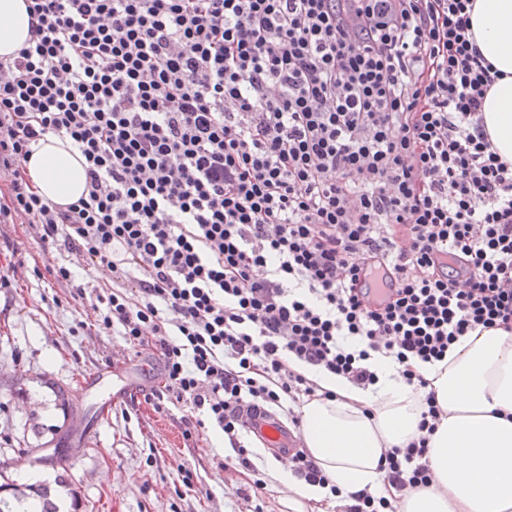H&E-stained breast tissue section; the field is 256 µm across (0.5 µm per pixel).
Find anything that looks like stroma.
Here are the masks:
<instances>
[{
	"label": "stroma",
	"mask_w": 512,
	"mask_h": 512,
	"mask_svg": "<svg viewBox=\"0 0 512 512\" xmlns=\"http://www.w3.org/2000/svg\"><path fill=\"white\" fill-rule=\"evenodd\" d=\"M0 233L18 251L0 249V484L37 485L67 473L78 512H289L287 486L267 478L270 450L251 441L255 471L222 469L236 454L220 429L185 437L184 404L165 399L117 404L102 416L104 391L83 378L125 354L154 363L152 351L130 348L118 333L81 326V308L58 266L76 281L106 289L112 279L84 257L43 250L26 224H4ZM56 449L39 464L35 451ZM193 474L181 481V467ZM115 481H108L106 473ZM261 487H254V479Z\"/></svg>",
	"instance_id": "stroma-1"
}]
</instances>
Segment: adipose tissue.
<instances>
[{
	"instance_id": "obj_1",
	"label": "adipose tissue",
	"mask_w": 512,
	"mask_h": 512,
	"mask_svg": "<svg viewBox=\"0 0 512 512\" xmlns=\"http://www.w3.org/2000/svg\"><path fill=\"white\" fill-rule=\"evenodd\" d=\"M473 40L501 72L487 94L483 121L491 145L512 162V0H474ZM29 37L25 0H0V57ZM85 160L70 143L48 137L26 170L45 199L67 205L86 190ZM377 381L360 388L322 368L294 362L326 395L304 403L301 437L330 486L293 480L280 464L270 477L300 498L320 502L366 490L397 512H512V331L476 330L453 344L444 360L423 365L443 416L428 441L429 487L399 492L388 483L382 453L418 434L423 407L394 362L374 356Z\"/></svg>"
}]
</instances>
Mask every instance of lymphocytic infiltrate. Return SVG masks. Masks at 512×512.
<instances>
[{"instance_id":"1","label":"lymphocytic infiltrate","mask_w":512,"mask_h":512,"mask_svg":"<svg viewBox=\"0 0 512 512\" xmlns=\"http://www.w3.org/2000/svg\"><path fill=\"white\" fill-rule=\"evenodd\" d=\"M0 57V224L112 274L99 331L161 360L162 391L254 464L243 406L301 425L317 388L391 358L426 406L385 477L427 487L442 410L422 364L512 331V165L480 112L501 74L471 0H26ZM69 140L87 192L41 197L32 147ZM395 276L381 307L370 278Z\"/></svg>"}]
</instances>
